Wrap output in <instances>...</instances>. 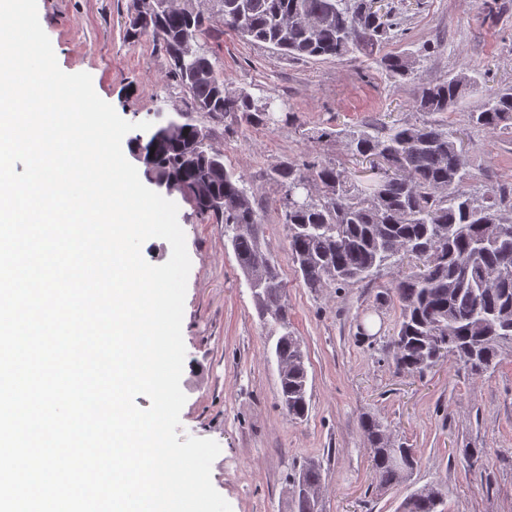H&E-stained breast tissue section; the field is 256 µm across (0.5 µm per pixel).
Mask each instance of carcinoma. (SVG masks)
Masks as SVG:
<instances>
[{"instance_id":"cac0c4a2","label":"carcinoma","mask_w":512,"mask_h":512,"mask_svg":"<svg viewBox=\"0 0 512 512\" xmlns=\"http://www.w3.org/2000/svg\"><path fill=\"white\" fill-rule=\"evenodd\" d=\"M224 28L250 42L263 43L297 59L370 56L390 35L385 16L364 10V0H217ZM208 19L186 8L167 6L150 19L130 15L127 39H150L169 60L171 73L188 96L189 107L176 112L165 131H139L135 149L154 150L152 176L175 182L203 220L224 225V238L243 271L258 317L268 328L267 342L280 368L282 407L295 420L309 411L308 370L300 340L289 317L287 289L261 233L255 200L224 154L207 143L196 119H222L233 113L251 127L276 123L268 99L248 90L229 92L213 56L200 45ZM196 44L194 70L176 60L184 38ZM391 76L416 79V61L403 53L380 58ZM482 93L475 76L461 71L439 80L421 81L413 100L426 119L383 129L362 126L321 138H344L347 154L358 161L383 163L384 172L357 179L341 163H284L271 180L283 191L281 216L295 272L311 290L345 286L371 278L385 265L408 257L422 269L400 279L393 297L400 314L392 337L398 370L423 374L435 367L438 339L448 338V355L472 375L494 369L503 349L512 348V221L502 209L512 205V187L492 185L481 196L468 189L469 156L458 147L442 116ZM469 125L490 133L512 129V88L485 95L467 113ZM317 187L312 191L311 187ZM505 271L508 283L490 285L486 276ZM371 445V462L382 486L406 480L412 468L394 465L382 425L361 420ZM325 477L308 463L293 474L289 512H321ZM401 512H440L433 488L407 497Z\"/></svg>"}]
</instances>
